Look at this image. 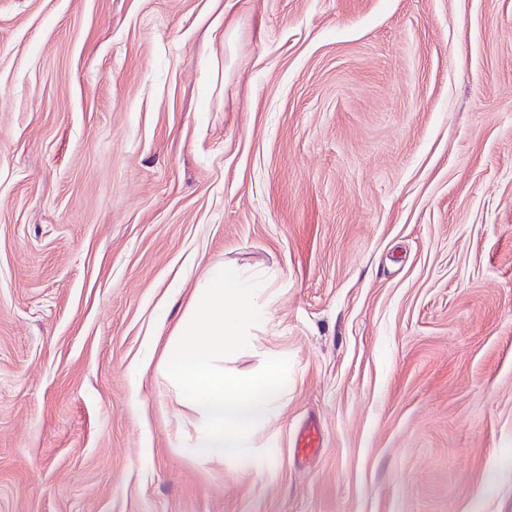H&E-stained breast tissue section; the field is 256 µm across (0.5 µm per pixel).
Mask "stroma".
<instances>
[{
  "mask_svg": "<svg viewBox=\"0 0 512 512\" xmlns=\"http://www.w3.org/2000/svg\"><path fill=\"white\" fill-rule=\"evenodd\" d=\"M224 262L287 401L201 468L137 366ZM0 512H512V0H0Z\"/></svg>",
  "mask_w": 512,
  "mask_h": 512,
  "instance_id": "1",
  "label": "stroma"
}]
</instances>
